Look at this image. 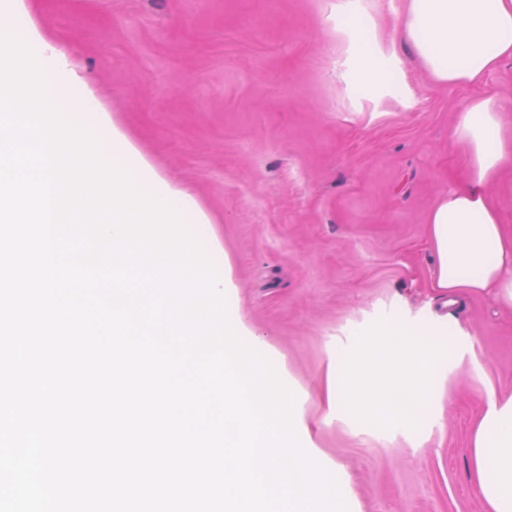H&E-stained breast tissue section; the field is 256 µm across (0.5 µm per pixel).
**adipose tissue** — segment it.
Instances as JSON below:
<instances>
[{
  "label": "adipose tissue",
  "mask_w": 512,
  "mask_h": 512,
  "mask_svg": "<svg viewBox=\"0 0 512 512\" xmlns=\"http://www.w3.org/2000/svg\"><path fill=\"white\" fill-rule=\"evenodd\" d=\"M398 36L434 82L475 90L452 130L466 150V169L427 216L426 245L436 258L428 286L452 303L482 295L512 309V237L487 193L512 168V128L502 121L512 100L485 85L502 60L512 59V0H408ZM442 358L416 331L372 337L365 349L337 351L327 404L345 402L359 419L383 411L392 424L410 428L433 394ZM468 457L484 512H512V396L474 423Z\"/></svg>",
  "instance_id": "1"
}]
</instances>
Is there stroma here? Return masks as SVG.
I'll return each instance as SVG.
<instances>
[{"instance_id": "1", "label": "stroma", "mask_w": 512, "mask_h": 512, "mask_svg": "<svg viewBox=\"0 0 512 512\" xmlns=\"http://www.w3.org/2000/svg\"><path fill=\"white\" fill-rule=\"evenodd\" d=\"M110 117L187 187L242 323L343 465L357 512H483L470 429L512 394V310L464 300L440 319L429 210L464 171L451 131L473 94L434 83L397 30L408 0H24ZM384 74L353 76L358 40ZM445 347L430 408L408 430L326 415L337 351L377 327ZM467 337L462 352L450 338Z\"/></svg>"}]
</instances>
